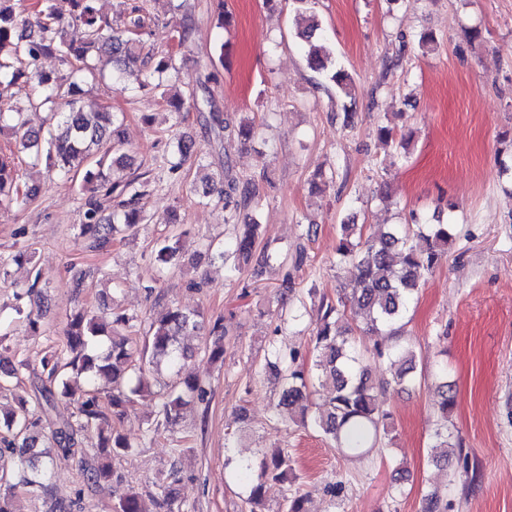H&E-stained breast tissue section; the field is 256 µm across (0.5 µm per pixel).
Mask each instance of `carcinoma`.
<instances>
[{
  "mask_svg": "<svg viewBox=\"0 0 512 512\" xmlns=\"http://www.w3.org/2000/svg\"><path fill=\"white\" fill-rule=\"evenodd\" d=\"M149 0H135L130 5L125 30L116 31L112 22L100 15L97 0H71L72 20L84 30L78 42L62 36V20L54 11L52 0H35L31 8H16L15 0H0V131H11L14 150L0 152V210H21L36 196V187L21 181L16 158L23 153L34 167L46 160L49 166L76 184L85 197L84 222L80 234L91 247L104 250L116 239L136 235L137 226L149 221L139 207L147 186L138 179L109 180L106 171L126 167L127 144L123 120L108 111H88L82 103L81 84L96 76V59L108 56L119 77L135 76L138 87L155 88L164 82L179 79V70L169 54H142L137 36L144 33ZM310 69L324 72L331 62V52L324 45L307 42L305 49ZM58 56L68 65L69 72L53 78L37 71L40 58ZM31 83L26 104L18 106L3 102V93L20 79ZM336 91L350 96L353 80L343 68L329 75ZM168 111L174 118L175 152L164 158L171 175L182 172L197 160L200 149L196 141L181 131L186 113L194 109L203 121L210 124L217 138L241 145L251 142L257 129L250 122L234 124L220 113L204 112L209 99L199 100L193 94L169 96L161 92ZM31 110L50 113L48 122L35 129L29 126ZM208 196L224 202V223L236 224L242 209L257 207L255 184L233 175L231 159L224 155V176L208 186ZM114 196L118 202L105 212L101 197ZM259 224L252 218L244 224L243 232L225 243L218 252L224 260L227 276L234 278L242 270H254L268 264L271 256L257 247ZM343 237L337 248V264L354 269L353 280L343 288L349 302L336 305L323 302L320 317L314 327L316 355L313 363L317 374L331 380L328 393L317 413L310 414L311 376L287 364L280 368L275 362L269 368L287 371L285 387L279 404L288 408L291 419L302 426L311 425L337 442L348 454L362 456L391 433V414L378 401L382 385L402 387L414 380L416 356L404 344L388 349L390 378H376L363 364L354 346L348 315L361 318L360 330L368 335L396 333L416 298L421 283L433 272L439 255L448 250L456 236L451 224H419L411 218L408 224L342 225ZM185 232H171L157 244L152 258L157 276L183 262L182 239ZM15 293L14 312L27 322L30 330L40 333L41 316L24 307L25 299L37 294L35 283ZM138 315L107 313L80 308L69 316L65 344L41 359L50 385L37 390L34 401L25 395L16 398V405L0 411V512H17L14 507L15 489L22 486L31 494L47 491L44 480L50 473L49 449L80 459L85 481L93 485L111 482L114 478L112 459L129 456L154 439L160 430L173 425L180 410L205 389L195 378H177L163 394L157 417L140 435L131 438L117 430H108L109 415H122L140 391L145 364H165L180 371L187 352L180 348L178 337L197 329L201 315L180 307L169 308L164 315L153 319L138 343L125 336L122 330L136 327ZM210 334L216 336L206 350L213 362L224 359V326L215 322ZM8 332H0V391L21 388L22 374L29 368L26 360L13 359L4 346ZM445 390L436 400L435 438L439 448H455L448 433V415L454 396ZM89 438L96 439L92 448L85 447ZM173 474L160 475L155 485L160 497L153 503L166 512H182V505L173 495L168 479ZM291 457L277 449L265 455L260 463L257 481L250 484V512H264L263 480L286 482L293 479ZM447 501L437 491L422 498V512H446ZM113 512H151L142 495L134 488L120 493L112 506Z\"/></svg>",
  "mask_w": 512,
  "mask_h": 512,
  "instance_id": "carcinoma-1",
  "label": "carcinoma"
}]
</instances>
